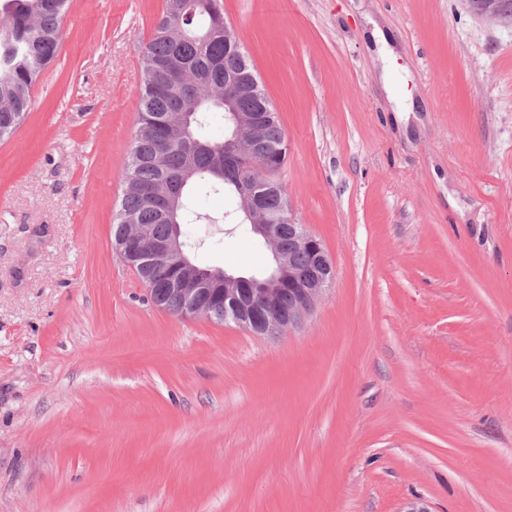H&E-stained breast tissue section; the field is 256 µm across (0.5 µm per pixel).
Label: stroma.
<instances>
[{
    "mask_svg": "<svg viewBox=\"0 0 512 512\" xmlns=\"http://www.w3.org/2000/svg\"><path fill=\"white\" fill-rule=\"evenodd\" d=\"M221 3L332 287L277 337L151 303L112 222L163 0H72L0 143V512H512V23ZM188 230L198 264L268 260Z\"/></svg>",
    "mask_w": 512,
    "mask_h": 512,
    "instance_id": "obj_1",
    "label": "stroma"
}]
</instances>
